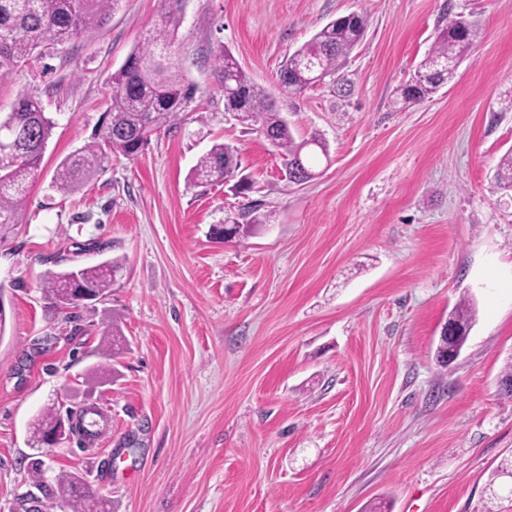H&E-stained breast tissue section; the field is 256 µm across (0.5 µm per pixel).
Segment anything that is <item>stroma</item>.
<instances>
[{
  "instance_id": "obj_1",
  "label": "stroma",
  "mask_w": 512,
  "mask_h": 512,
  "mask_svg": "<svg viewBox=\"0 0 512 512\" xmlns=\"http://www.w3.org/2000/svg\"><path fill=\"white\" fill-rule=\"evenodd\" d=\"M368 19L335 82L298 95L283 60L337 17ZM479 38L455 79L399 106L454 15ZM160 0H119L101 29L43 50L0 82V117L38 99L54 120L21 224L0 243V512H25L32 465L74 472L109 512H512V0H184L176 42L198 92L134 157L80 192L58 164L101 123L112 75L161 26ZM230 51L295 138L328 153L297 185L279 151L224 111ZM252 184L188 180L213 145ZM260 231L214 228L245 213ZM122 257L110 292L51 307L52 272ZM476 314L438 366L461 298ZM125 339L116 355L103 333ZM109 418L86 445L28 443L46 407Z\"/></svg>"
}]
</instances>
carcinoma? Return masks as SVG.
<instances>
[{
    "mask_svg": "<svg viewBox=\"0 0 512 512\" xmlns=\"http://www.w3.org/2000/svg\"><path fill=\"white\" fill-rule=\"evenodd\" d=\"M115 2L0 0V81L9 78L38 48L63 44L102 27ZM162 7V27L145 46L134 49L124 65L112 74V96L104 122L83 148L60 163L55 186L61 192L80 191L113 154L137 155L154 134L171 126L193 101L196 85L179 73L177 65L175 35L182 20V0H162ZM367 26V18L358 13L325 25L282 63L278 74L281 89L297 94L334 78ZM477 38L478 30L469 21L441 29L414 83L400 88L401 101L422 102L447 84ZM214 69L220 83L246 100L249 117L245 122L257 127L280 151L288 178H315L307 159L308 149L317 147L325 154L324 142L315 135L296 140L288 121L222 45L215 52ZM4 125L11 131L14 157L0 164V242L20 224L28 186L41 171L43 146L55 123L45 115L37 99L25 97ZM239 168L234 149L216 144L198 160L190 178L197 185L222 183L237 177ZM497 179L512 187V150L501 158ZM123 262L122 258H113L71 274L53 273L43 281L42 290L56 306L77 308L84 292L93 300L105 296L116 274L123 269ZM471 320L472 303L463 298L448 318L459 329L454 344H464ZM34 473L35 488L50 500L66 502L71 512H106V501L89 491L82 476L61 473L51 486L38 462Z\"/></svg>",
    "mask_w": 512,
    "mask_h": 512,
    "instance_id": "carcinoma-1",
    "label": "carcinoma"
}]
</instances>
